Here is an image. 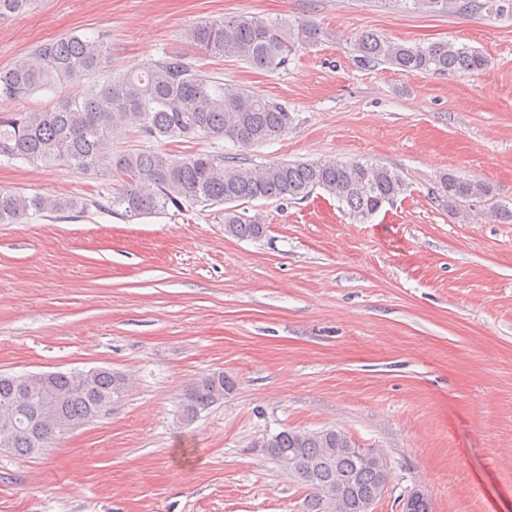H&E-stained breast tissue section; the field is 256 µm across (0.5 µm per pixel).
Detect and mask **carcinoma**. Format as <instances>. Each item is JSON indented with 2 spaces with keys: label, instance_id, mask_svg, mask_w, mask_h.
<instances>
[{
  "label": "carcinoma",
  "instance_id": "obj_1",
  "mask_svg": "<svg viewBox=\"0 0 512 512\" xmlns=\"http://www.w3.org/2000/svg\"><path fill=\"white\" fill-rule=\"evenodd\" d=\"M38 0H0V20L33 9ZM433 15L453 12L512 14V0H411ZM189 39L203 55L235 57L262 70H275L297 48L313 46L319 30L309 24L269 22L231 16L191 28ZM354 60L369 67L388 64L407 74L472 73L487 68L479 51L452 42L408 46L376 32L354 43ZM108 56L106 36L89 40L70 33L42 44L0 70V99L16 100L39 91L54 92L80 83L79 94L63 95L43 110L0 113V157L26 162L61 163L83 175L121 177L120 188L101 200L0 191V224L32 216L68 218L95 208L127 220L166 214L173 208L224 207V232L259 239L266 226L240 212L237 203L303 199L321 189L365 221L407 192L395 171L359 160L272 162L248 167L219 154L176 157L162 149L117 150L113 134L129 129L148 142L228 140L249 148L288 131V107L256 92L224 91L216 76L193 68L180 54H166L147 71L130 70L99 83ZM441 188L448 211L469 218L464 203L487 196L490 187L450 173ZM234 387L222 371L208 373L186 390L182 415L194 421L200 410ZM127 388L125 376L107 369L56 372L48 380L26 383L0 375V448L29 457L47 447L66 428L102 414ZM275 461L288 460V476L310 490L306 512H361L357 493L374 490L389 459L361 450L335 429H285L261 445ZM349 496L336 506V487Z\"/></svg>",
  "mask_w": 512,
  "mask_h": 512
}]
</instances>
